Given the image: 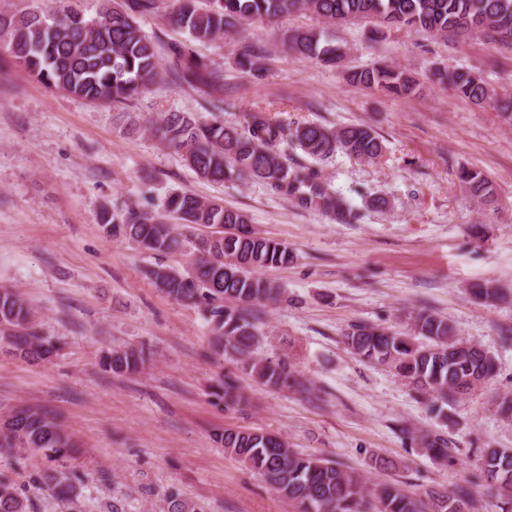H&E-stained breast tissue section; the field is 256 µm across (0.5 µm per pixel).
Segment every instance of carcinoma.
Instances as JSON below:
<instances>
[{"instance_id":"1","label":"carcinoma","mask_w":512,"mask_h":512,"mask_svg":"<svg viewBox=\"0 0 512 512\" xmlns=\"http://www.w3.org/2000/svg\"><path fill=\"white\" fill-rule=\"evenodd\" d=\"M80 2L61 0L51 14L1 10L0 40L15 62L42 83L91 103L124 104L148 90L165 72L199 91L205 110L222 112L224 70L197 52L195 45L247 25L273 24L298 11L310 12L332 25L375 18L390 29L458 42L481 34L512 45V0H170L165 19L186 35V42L167 46L168 61L163 66L156 43L135 19L137 14L159 12L160 0H125L123 7L114 0H98L91 18L85 16ZM283 45L297 58L330 67H341L346 57L342 45L313 29L285 33ZM261 59V54L246 45L237 65L259 73L263 70ZM344 75L353 84L390 95L409 96L421 90L420 80L412 73L386 63L347 70ZM439 78L476 105L493 102L504 112L512 110V100L497 98L483 77L471 70H448L439 73ZM154 135L165 148L183 153L186 165L203 180L261 181L303 207L317 208L343 220L352 209L326 189L320 170L290 167L288 152L299 149L316 161L338 150L360 161L375 160L383 152L382 140L367 126L350 125L333 131L305 122L289 129L258 104L247 109L239 124L222 120L200 124L188 112H169L154 127ZM459 179L473 196L485 201L494 197L493 184L481 172L463 169ZM172 218L177 223H170ZM99 224L107 233L147 253L168 254L191 245L196 252L193 273L158 265L148 270L149 277L170 297L205 306L216 355L231 357L264 385L279 389L302 385L285 362L255 357L259 344L256 316L239 307L241 303L278 298L280 288L256 272L290 262L287 246L250 228L245 213L190 191L170 193L155 213L131 209L119 216L105 208ZM216 224L225 227L220 238L191 239L180 232L182 228ZM469 292L479 303L504 298L501 289L487 281L472 284ZM346 343L362 360L387 366L443 404L471 392L477 383H486L496 370L495 360L487 351L459 338L448 320L426 311L416 314L411 333L356 325L346 335ZM0 348L25 360L45 362L59 352L61 344L37 329L32 310L20 295L1 288ZM146 362L142 348L113 346L102 357L103 367L116 373H135ZM212 395L228 407L244 401L238 379L229 373L213 385ZM216 442L256 470L279 497L300 512L472 509L465 486L431 491L425 500L390 482L368 488L363 475L344 470L327 458L300 454L276 434L226 428ZM421 443L434 459L452 457L454 443L443 434L424 435ZM0 448L44 453L54 467L42 472L39 480L50 486L55 496L72 499L78 477L66 470L64 462L77 445L50 413L37 407L13 410L0 428ZM480 461L485 480L498 491L501 512H512V448H485ZM164 506L166 512H192L172 490L166 493ZM29 508L14 484L0 480V512H28Z\"/></svg>"}]
</instances>
